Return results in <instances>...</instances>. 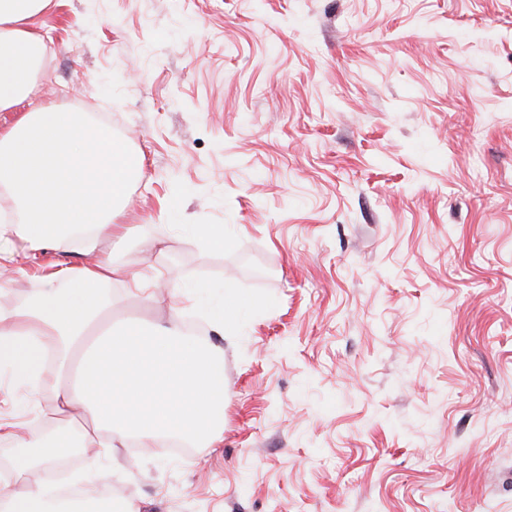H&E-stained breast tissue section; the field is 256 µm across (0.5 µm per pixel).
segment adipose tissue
I'll list each match as a JSON object with an SVG mask.
<instances>
[{"label": "adipose tissue", "instance_id": "adipose-tissue-1", "mask_svg": "<svg viewBox=\"0 0 512 512\" xmlns=\"http://www.w3.org/2000/svg\"><path fill=\"white\" fill-rule=\"evenodd\" d=\"M50 4L0 0V112L20 113L0 130V195L12 202L10 216L0 219V274L12 267L18 241L35 252L76 241L87 260L60 266L24 305L0 307V378L31 389L54 381L60 412L85 408L94 429L32 441L0 417V439L18 447L14 478L0 483V512H137L126 502L116 511L108 501L64 499L39 474L72 449L98 447L100 428L144 448L170 436L212 447L221 439L224 350L179 322L102 324L120 271L98 248L102 239L121 241L131 232L112 217L141 161L127 139L86 113L51 104L20 112L45 52L30 22ZM245 302L226 291L199 296L196 306L226 336Z\"/></svg>", "mask_w": 512, "mask_h": 512}]
</instances>
